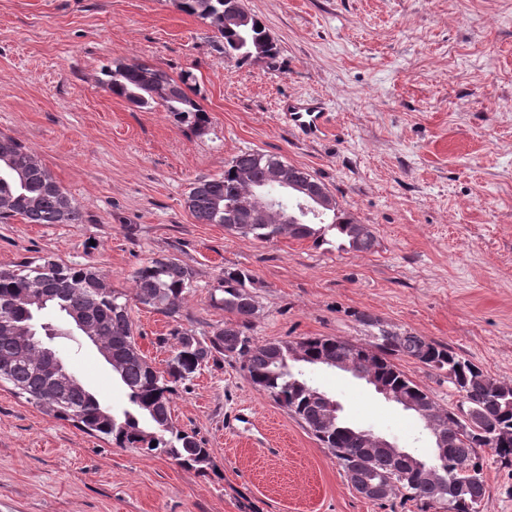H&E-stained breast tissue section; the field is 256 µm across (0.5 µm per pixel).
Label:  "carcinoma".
Wrapping results in <instances>:
<instances>
[{
  "mask_svg": "<svg viewBox=\"0 0 512 512\" xmlns=\"http://www.w3.org/2000/svg\"><path fill=\"white\" fill-rule=\"evenodd\" d=\"M181 11L214 27L224 55L238 64L255 62V49L266 37V27L253 16L245 29L224 26V0H183ZM102 84L113 94L140 108L163 107L173 121L193 133L202 134L211 124L208 112L187 89L194 80L186 72L174 79L161 69L145 64L116 63L104 69ZM168 90L163 101L153 92ZM284 170L307 184L315 193L333 200L321 211V226L281 224L278 213L266 215L260 224H251L238 202L252 190L262 191L289 212V201L279 197L287 186L273 179V171ZM192 216L202 224H222L229 232L270 242L281 236L314 239L319 245L329 231L344 238L348 247L360 253L372 251L376 238L367 224L357 223L341 210L326 185L307 170L285 162L281 156L262 151H246L224 167V173L203 176L193 183L185 200ZM21 217L27 224H81V205L56 181L52 173L25 145L0 134V223ZM193 272L174 255H160L133 274L132 296L110 288L106 273L92 264H66L42 258L23 261L14 269H0V382L10 385L43 413L73 423L120 448H136L174 460L184 468L207 471L210 454L196 435L174 426L171 402L175 385L193 377L198 369L217 359L235 357L247 379L276 404L300 419L328 448L349 475L352 484L368 483L375 488L369 499L382 501L404 491L412 499L438 505L444 512H483L486 482L483 452L512 463V384L494 379L475 363L451 348L409 332L385 328L368 315L359 321L377 329L369 344L316 336L296 341L251 342L248 331L257 313L250 288L252 275L243 269L224 271L223 296L218 303L232 319L210 339L199 338L183 328L171 331L174 340L171 362L163 370L155 368L141 352L128 313L129 299L166 316L179 313L192 287ZM45 306L57 310L62 322H36ZM71 312L83 317L79 336H93L100 349L108 351L112 371L127 389L129 406L117 411L106 406L82 383L56 392L53 403L44 404V367L47 357L38 345L27 340L33 328L45 341L56 345L75 335L69 332ZM410 358L448 375L460 394L457 409L474 416V428H461L458 414L439 407L432 397L408 378L394 360ZM348 363L362 379L373 377L394 394H405L421 410V422L435 417L428 433L446 441L442 458L426 459L447 474L434 478L414 466L413 458L396 457L386 449L372 447L359 430L342 420L328 418L333 398L307 378V364L336 369ZM156 446H151V443Z\"/></svg>",
  "mask_w": 512,
  "mask_h": 512,
  "instance_id": "carcinoma-1",
  "label": "carcinoma"
}]
</instances>
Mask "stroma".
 Returning <instances> with one entry per match:
<instances>
[{
	"instance_id": "obj_1",
	"label": "stroma",
	"mask_w": 512,
	"mask_h": 512,
	"mask_svg": "<svg viewBox=\"0 0 512 512\" xmlns=\"http://www.w3.org/2000/svg\"><path fill=\"white\" fill-rule=\"evenodd\" d=\"M277 43L275 68L238 65L177 0H0V133L29 146L83 208L80 224L0 223V268L50 257L91 263L132 293L134 271L174 255L193 271L178 313L138 303L141 351L165 367L182 327L210 337L228 315V269L254 278L255 343L325 336L367 342L359 314L452 348L512 383V0H244ZM147 63L190 92L211 124L196 135L163 108L102 86L112 62ZM320 101L324 135L279 121L284 101ZM281 155L322 180L370 225L372 252L283 236L269 243L196 221L199 177L244 151ZM70 370L109 406L126 403L91 342H65ZM398 367L439 407L460 396L445 373ZM347 421L431 455L421 422L363 381L312 368ZM179 429L208 448L207 474L120 448L0 386V512H432L404 495L359 494L301 420L209 362L171 403ZM484 512H512V466L488 459Z\"/></svg>"
}]
</instances>
